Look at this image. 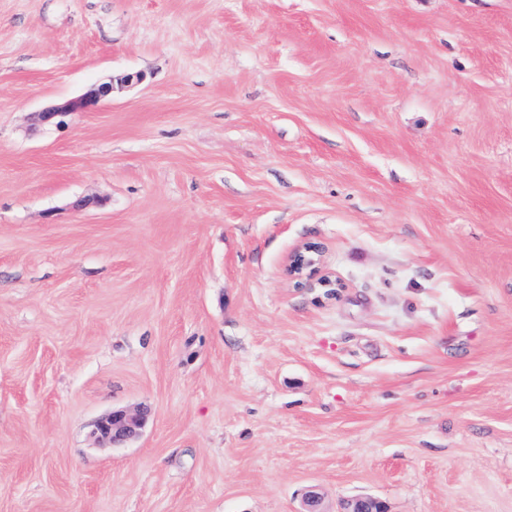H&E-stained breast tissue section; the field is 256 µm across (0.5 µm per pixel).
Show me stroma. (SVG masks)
Returning <instances> with one entry per match:
<instances>
[{
  "instance_id": "35a3bbf8",
  "label": "stroma",
  "mask_w": 512,
  "mask_h": 512,
  "mask_svg": "<svg viewBox=\"0 0 512 512\" xmlns=\"http://www.w3.org/2000/svg\"><path fill=\"white\" fill-rule=\"evenodd\" d=\"M313 489L512 512V0H0V512ZM142 79L143 77L139 73H125L116 78L111 76L107 81L91 86L77 101L62 106H51L40 112V120L49 122L62 112L95 110L104 102L112 99L116 89L115 84L119 86V89H123L141 82ZM320 253L318 245L308 243L302 246L289 258V275L295 279H303L308 270L320 262ZM146 420V414L131 413L115 409L101 417L95 424L94 434L98 440L114 446L124 444L138 436Z\"/></svg>"
}]
</instances>
